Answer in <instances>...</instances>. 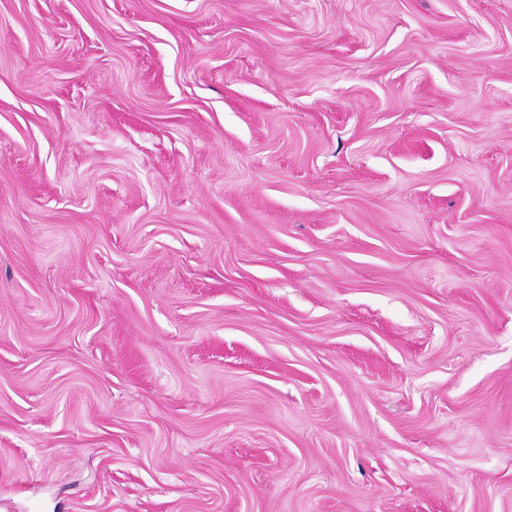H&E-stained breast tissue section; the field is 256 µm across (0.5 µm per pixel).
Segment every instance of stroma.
I'll return each mask as SVG.
<instances>
[{"label": "stroma", "mask_w": 512, "mask_h": 512, "mask_svg": "<svg viewBox=\"0 0 512 512\" xmlns=\"http://www.w3.org/2000/svg\"><path fill=\"white\" fill-rule=\"evenodd\" d=\"M0 512H512V0H0Z\"/></svg>", "instance_id": "stroma-1"}]
</instances>
